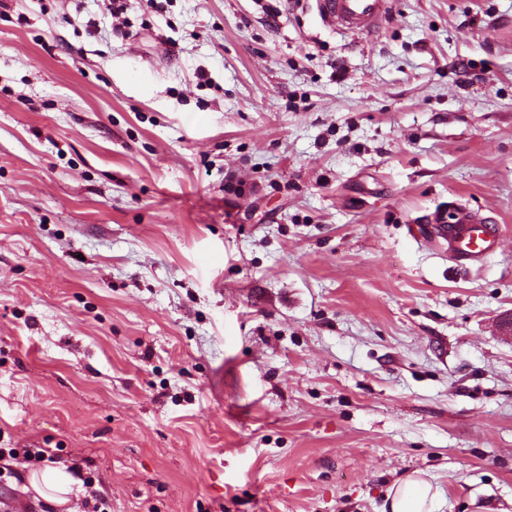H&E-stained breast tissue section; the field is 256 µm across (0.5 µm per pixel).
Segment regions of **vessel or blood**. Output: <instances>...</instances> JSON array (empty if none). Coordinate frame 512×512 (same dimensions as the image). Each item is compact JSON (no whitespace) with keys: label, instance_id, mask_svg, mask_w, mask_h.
<instances>
[{"label":"vessel or blood","instance_id":"vessel-or-blood-1","mask_svg":"<svg viewBox=\"0 0 512 512\" xmlns=\"http://www.w3.org/2000/svg\"><path fill=\"white\" fill-rule=\"evenodd\" d=\"M321 18L340 33L356 37L377 32L388 15L392 0H316ZM449 252L458 260L477 263L494 254L497 232L469 209H453L438 225Z\"/></svg>","mask_w":512,"mask_h":512}]
</instances>
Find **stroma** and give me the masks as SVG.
<instances>
[{
	"instance_id": "obj_1",
	"label": "stroma",
	"mask_w": 512,
	"mask_h": 512,
	"mask_svg": "<svg viewBox=\"0 0 512 512\" xmlns=\"http://www.w3.org/2000/svg\"><path fill=\"white\" fill-rule=\"evenodd\" d=\"M124 4L0 0V512H512V0ZM321 18L336 31L371 36L388 15L392 0H316ZM436 225L439 236L448 244V252L459 261L482 262L499 247L495 228L465 207L453 209ZM78 483L79 481L67 471V467L60 464L32 471L28 477V484L32 492L54 508H59L69 502L66 496L72 493ZM75 490L76 493L81 491L79 486ZM440 500L437 487L410 473L389 489L382 512H438Z\"/></svg>"
}]
</instances>
